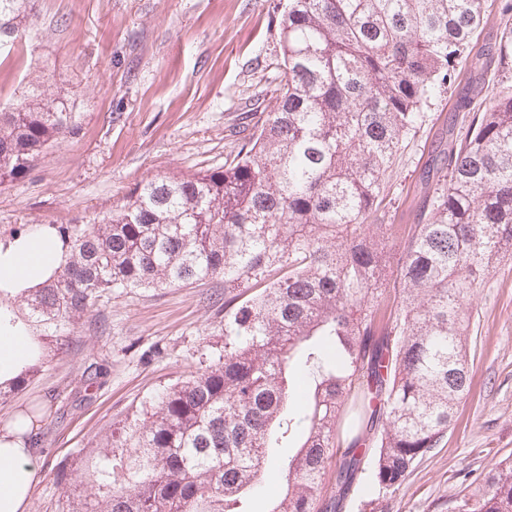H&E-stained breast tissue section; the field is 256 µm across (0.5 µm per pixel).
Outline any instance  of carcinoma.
<instances>
[{
    "label": "carcinoma",
    "instance_id": "1",
    "mask_svg": "<svg viewBox=\"0 0 512 512\" xmlns=\"http://www.w3.org/2000/svg\"><path fill=\"white\" fill-rule=\"evenodd\" d=\"M28 2L0 0V55L19 57ZM498 12L494 51L466 78L485 0H287L284 83L265 117L244 116L224 165L155 174L110 216L53 227L65 262L36 288L0 290V320L37 342L1 402L112 294L224 280V353L58 465L85 493L70 512H251L273 467L269 512H342L365 478L361 512H388L467 393L475 291L512 260V0ZM444 90L465 133L446 123L417 222L392 224L401 149ZM79 127L47 89L0 110V184ZM458 512H512V456Z\"/></svg>",
    "mask_w": 512,
    "mask_h": 512
}]
</instances>
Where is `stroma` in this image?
<instances>
[{
  "instance_id": "1",
  "label": "stroma",
  "mask_w": 512,
  "mask_h": 512,
  "mask_svg": "<svg viewBox=\"0 0 512 512\" xmlns=\"http://www.w3.org/2000/svg\"><path fill=\"white\" fill-rule=\"evenodd\" d=\"M280 0H33L21 62L0 58V107L28 85L80 112L77 134L42 154L25 177L0 184V242L19 225L43 229L102 217L160 172L219 166L244 112H267L283 78L275 38ZM411 140L395 180L392 220L410 224L416 187L451 112ZM224 284L113 295L85 319L26 389L0 402V429L43 406L45 469L28 512H68L55 469L132 421L156 394L224 351ZM469 388L440 446L389 499L391 512H457L470 479L512 455V262L472 301ZM108 374L96 384V366Z\"/></svg>"
}]
</instances>
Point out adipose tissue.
<instances>
[{"label": "adipose tissue", "mask_w": 512, "mask_h": 512, "mask_svg": "<svg viewBox=\"0 0 512 512\" xmlns=\"http://www.w3.org/2000/svg\"><path fill=\"white\" fill-rule=\"evenodd\" d=\"M45 231L0 247V288L17 291L41 281L61 253L49 247ZM31 340L17 326L0 331V379L14 377L29 357ZM41 463L15 430H0V512H25Z\"/></svg>", "instance_id": "ef3b65f1"}]
</instances>
